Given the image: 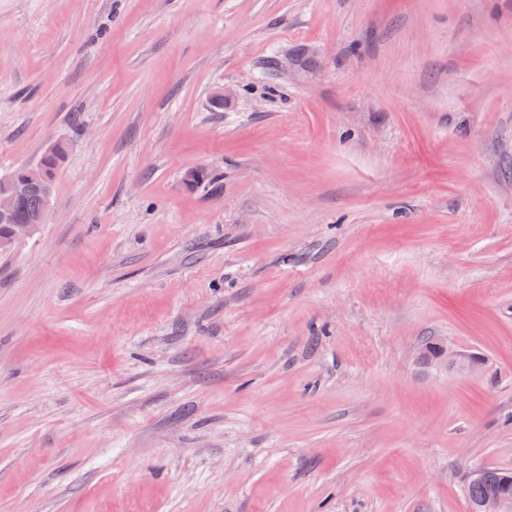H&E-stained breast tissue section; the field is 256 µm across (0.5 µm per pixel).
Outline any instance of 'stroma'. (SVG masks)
I'll list each match as a JSON object with an SVG mask.
<instances>
[{
	"label": "stroma",
	"mask_w": 512,
	"mask_h": 512,
	"mask_svg": "<svg viewBox=\"0 0 512 512\" xmlns=\"http://www.w3.org/2000/svg\"><path fill=\"white\" fill-rule=\"evenodd\" d=\"M58 144L0 258V512L512 473V0H0V177ZM48 213L49 210L47 207V209L43 213H41L36 219L25 224L0 221V240H11L13 236L15 237V239H23L33 235L39 229L41 224L47 223Z\"/></svg>",
	"instance_id": "obj_1"
}]
</instances>
